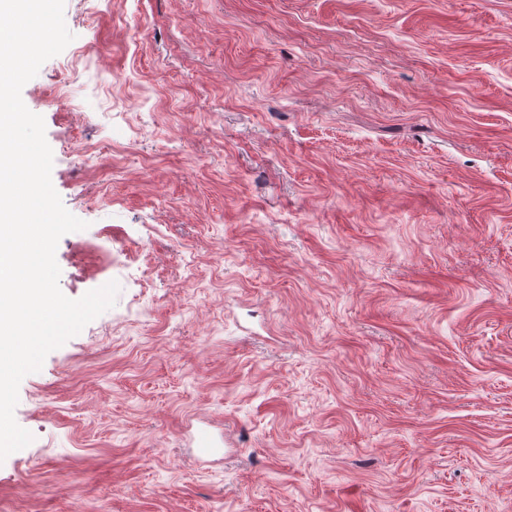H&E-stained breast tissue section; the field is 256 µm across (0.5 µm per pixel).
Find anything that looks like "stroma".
Returning a JSON list of instances; mask_svg holds the SVG:
<instances>
[{
    "instance_id": "obj_1",
    "label": "stroma",
    "mask_w": 512,
    "mask_h": 512,
    "mask_svg": "<svg viewBox=\"0 0 512 512\" xmlns=\"http://www.w3.org/2000/svg\"><path fill=\"white\" fill-rule=\"evenodd\" d=\"M64 19L59 286L119 292L22 380L0 512H512V0Z\"/></svg>"
}]
</instances>
